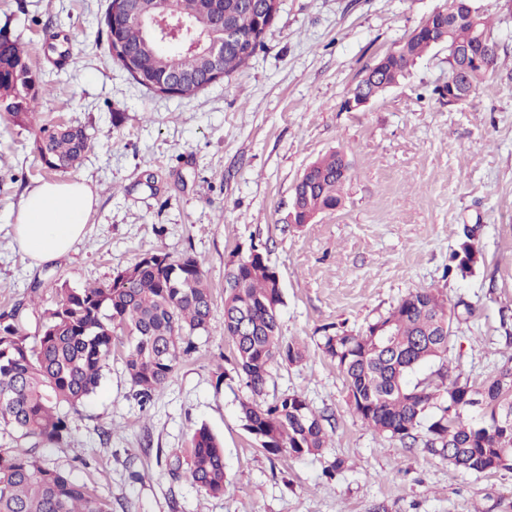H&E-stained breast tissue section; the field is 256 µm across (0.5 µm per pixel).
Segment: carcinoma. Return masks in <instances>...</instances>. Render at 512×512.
<instances>
[{
	"label": "carcinoma",
	"mask_w": 512,
	"mask_h": 512,
	"mask_svg": "<svg viewBox=\"0 0 512 512\" xmlns=\"http://www.w3.org/2000/svg\"><path fill=\"white\" fill-rule=\"evenodd\" d=\"M172 7L194 23V33L213 20L204 0H174ZM125 55L118 63L137 84L155 94L147 80L176 68L195 80L184 90L191 96L208 87L203 49L185 51L179 42L149 36L147 26H124ZM466 45L473 25L463 22L434 34L408 37L402 55L388 69L367 80L374 97L437 42ZM251 55L224 52V76L244 68ZM5 73L22 66L29 90L20 109L9 115L21 123L35 111L36 76L24 64L16 42L0 50ZM89 138L79 126L44 127L35 139L42 162L65 172L80 163ZM351 177L344 155L326 153L312 162L308 183L295 191L300 214L325 212L341 202ZM282 304L278 273L257 250L232 259L224 282V336L232 343L236 370L252 398L240 402L244 429L272 455L318 456L330 445L324 418L298 394L261 402L277 362L298 364L307 348L286 342L279 332ZM212 294L200 262L175 258L160 249L146 252L132 265L116 270L111 280L85 288H63L55 307L32 308L41 319L35 336L13 322L0 321V431L17 441L0 448V512H112V504L86 484L45 464L42 448L68 442L80 407L97 390L117 350L137 395L148 400L173 375L193 348V336L209 329ZM455 312L438 290L409 292L386 315L359 332L338 327L322 337L318 348L336 364L348 401L362 424L390 439L424 446L456 470L470 473L512 469V354L478 383L451 378L445 362L453 336ZM387 326L389 336L380 335ZM439 362L427 376L413 379L424 365ZM186 453L187 477L205 492L224 493V450L211 430L195 429Z\"/></svg>",
	"instance_id": "obj_1"
}]
</instances>
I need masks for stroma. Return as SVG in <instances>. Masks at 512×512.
Masks as SVG:
<instances>
[{
    "label": "stroma",
    "instance_id": "obj_1",
    "mask_svg": "<svg viewBox=\"0 0 512 512\" xmlns=\"http://www.w3.org/2000/svg\"><path fill=\"white\" fill-rule=\"evenodd\" d=\"M444 3L280 0L244 69L180 97L148 92L111 61L109 0H0V30L39 80L26 125L0 118V318L37 335L36 311L60 288L107 283L157 249L197 258L213 300L208 331L150 402L113 358L46 464L111 500L112 512H512V470L459 472L423 444L367 428L317 347L338 324L363 328L409 292L439 288L459 315L452 376L478 382L512 353V0H473L497 63L466 103L439 94L443 44L364 110L344 107L367 69ZM58 124L85 128L92 144L65 174L34 144L39 127ZM331 150L352 165L341 204L288 226L297 178ZM67 177L97 197L86 234L34 265L11 231L20 200ZM466 241L477 261L463 274ZM254 245L281 281V335L308 349L301 364L272 366L263 399L295 392L329 419L332 446L318 456L270 455L240 419L250 392L224 337V270ZM203 425L224 445L220 495L169 474L173 452ZM338 458L343 473L327 479Z\"/></svg>",
    "mask_w": 512,
    "mask_h": 512
}]
</instances>
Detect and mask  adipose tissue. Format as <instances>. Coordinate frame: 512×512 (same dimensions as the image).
<instances>
[{
  "instance_id": "obj_1",
  "label": "adipose tissue",
  "mask_w": 512,
  "mask_h": 512,
  "mask_svg": "<svg viewBox=\"0 0 512 512\" xmlns=\"http://www.w3.org/2000/svg\"><path fill=\"white\" fill-rule=\"evenodd\" d=\"M95 203L92 190L81 181L42 183L23 198L14 237L34 264L53 262L84 234Z\"/></svg>"
}]
</instances>
